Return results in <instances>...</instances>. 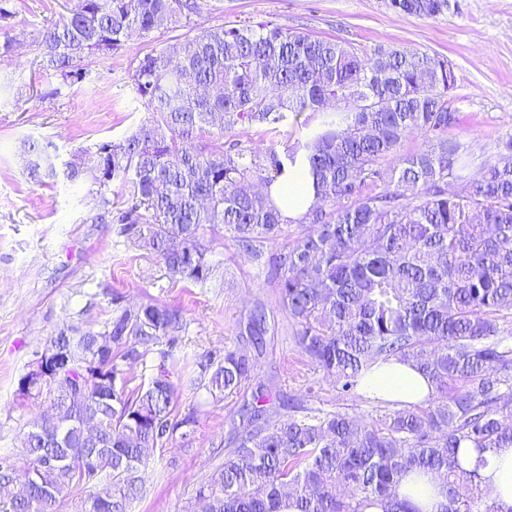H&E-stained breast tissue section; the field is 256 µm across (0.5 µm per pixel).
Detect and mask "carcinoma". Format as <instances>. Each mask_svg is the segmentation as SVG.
I'll return each instance as SVG.
<instances>
[{"instance_id":"cac0c4a2","label":"carcinoma","mask_w":512,"mask_h":512,"mask_svg":"<svg viewBox=\"0 0 512 512\" xmlns=\"http://www.w3.org/2000/svg\"><path fill=\"white\" fill-rule=\"evenodd\" d=\"M68 16L38 30L30 50L65 83L85 78L96 58L119 52L132 31L177 28L201 13L203 0H71ZM403 14L435 17L447 0H390ZM448 60L426 52L380 48L371 56L337 39L246 21L176 39L139 60L136 100L151 119L130 136L80 150L57 171L53 143L27 142L30 175L89 177L98 189L131 186L116 223L155 253L179 279L206 282L213 271L204 227L259 261L284 232L264 187L296 166L308 169L315 201L309 226L272 263L279 305L296 346L314 369L350 394L378 361L411 362L430 380L418 403L371 416L288 398V414H267L262 396L243 403L230 449L187 512H415L396 487L411 473H431L446 487L442 512H503L479 469L497 448L512 446V137L498 160L478 173L448 141ZM341 98L333 112L326 103ZM378 99L375 109L366 101ZM295 122L302 138L262 156L235 146L207 149L195 133L222 135L243 124L275 131ZM424 148L401 156L386 188L377 164L412 136ZM463 182L448 194V179ZM147 233H142L141 226ZM276 327L258 302L240 324L254 352H207L193 384L219 399L257 375L256 356ZM186 331L183 309L147 302L113 310L101 330H63L50 349L69 350L75 370L57 382L19 379L27 397L48 395L58 418L34 422L19 456L0 460V512H75L102 480L112 510L130 512L143 493L140 472L174 437L193 442L196 419L176 411L167 358ZM164 344L159 376L128 389L124 367ZM99 420L96 434L77 423ZM481 453L470 468L465 446ZM97 462L96 476L80 464Z\"/></svg>"}]
</instances>
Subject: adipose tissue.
<instances>
[{
  "instance_id": "ef3b65f1",
  "label": "adipose tissue",
  "mask_w": 512,
  "mask_h": 512,
  "mask_svg": "<svg viewBox=\"0 0 512 512\" xmlns=\"http://www.w3.org/2000/svg\"><path fill=\"white\" fill-rule=\"evenodd\" d=\"M270 194L282 215L302 219L313 201L312 179L307 170L294 168L287 177L276 180ZM361 391L391 403H416L430 390L428 378L408 363H376L360 380ZM483 485L488 486L503 507H512V447L500 448L489 456L479 470ZM399 497L409 500L418 512H440L446 490L428 474H413L397 489Z\"/></svg>"
}]
</instances>
